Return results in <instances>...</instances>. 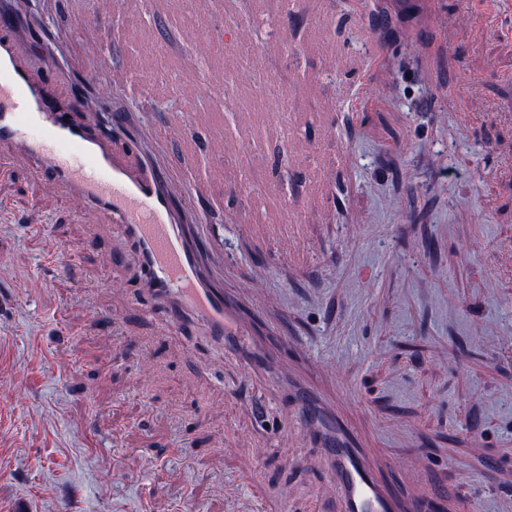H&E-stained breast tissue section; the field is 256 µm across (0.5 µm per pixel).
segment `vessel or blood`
<instances>
[{"label":"vessel or blood","instance_id":"1","mask_svg":"<svg viewBox=\"0 0 512 512\" xmlns=\"http://www.w3.org/2000/svg\"><path fill=\"white\" fill-rule=\"evenodd\" d=\"M144 2L90 0L87 23L103 35L88 44L87 56L100 57L105 45L125 38L113 17ZM21 22L39 26L43 20L29 5L0 17V178L9 176L15 156H24L55 187L79 197L86 211L110 216L137 258L138 294L147 305L163 308L176 330L193 321L226 349H239L247 330L230 317L223 288L202 275V251L187 226L189 200L211 193L216 168L208 167L186 189V204L176 206L165 175L145 150L131 148L119 115L108 107L128 83L145 94L166 87L173 69L195 71L223 59V44L195 32L191 51L174 62L162 44L141 41L124 70L85 74L82 92L71 103L52 84L34 78V68L61 75L67 66L54 48L27 47L11 34ZM324 453L340 490L341 512H453L455 504L444 494L394 495L364 450L350 443L325 439Z\"/></svg>","mask_w":512,"mask_h":512}]
</instances>
